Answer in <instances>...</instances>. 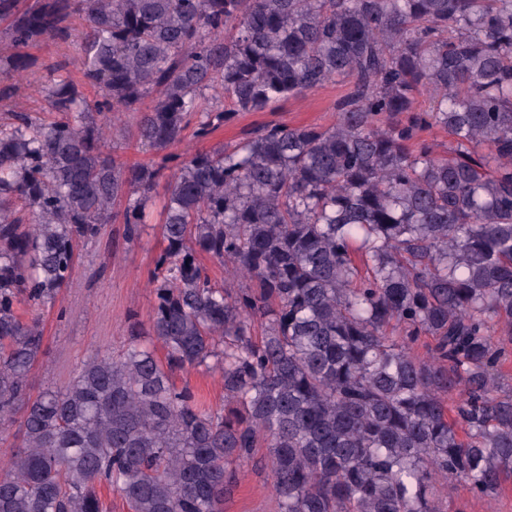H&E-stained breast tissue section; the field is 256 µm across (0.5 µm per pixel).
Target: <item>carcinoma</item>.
I'll return each mask as SVG.
<instances>
[{
	"label": "carcinoma",
	"instance_id": "cac0c4a2",
	"mask_svg": "<svg viewBox=\"0 0 512 512\" xmlns=\"http://www.w3.org/2000/svg\"><path fill=\"white\" fill-rule=\"evenodd\" d=\"M76 18L99 99L54 67L36 85L49 118L0 124V433L22 437L0 512H105L102 483L132 512H223L231 464L262 445L277 512H439L454 479L497 493L512 476L491 334L512 323V0H0V75L71 41ZM336 77L331 127L177 152L191 125L203 141ZM217 86L227 104L199 109ZM120 111L161 164L111 155ZM423 127L448 131V156L415 142ZM161 184L149 327L31 396L43 336L17 305L55 301L77 244L114 217L135 239ZM202 254L249 286L215 287ZM421 336L428 359L410 351ZM199 366L220 373L224 409L171 382Z\"/></svg>",
	"mask_w": 512,
	"mask_h": 512
}]
</instances>
